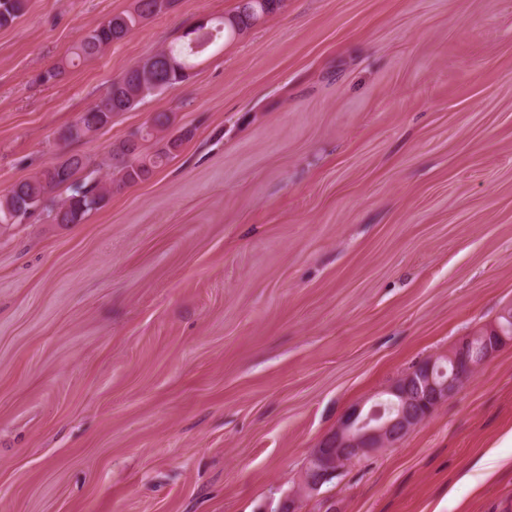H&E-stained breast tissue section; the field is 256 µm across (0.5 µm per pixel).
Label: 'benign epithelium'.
I'll use <instances>...</instances> for the list:
<instances>
[{
	"label": "benign epithelium",
	"mask_w": 512,
	"mask_h": 512,
	"mask_svg": "<svg viewBox=\"0 0 512 512\" xmlns=\"http://www.w3.org/2000/svg\"><path fill=\"white\" fill-rule=\"evenodd\" d=\"M512 336L497 321L462 340L447 353L416 364L383 391L369 408L345 414L311 453L295 492L277 512H299V503L321 493L352 460L394 445L422 426Z\"/></svg>",
	"instance_id": "benign-epithelium-1"
}]
</instances>
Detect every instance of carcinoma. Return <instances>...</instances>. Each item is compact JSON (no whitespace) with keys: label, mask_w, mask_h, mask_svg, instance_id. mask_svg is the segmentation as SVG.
<instances>
[{"label":"carcinoma","mask_w":512,"mask_h":512,"mask_svg":"<svg viewBox=\"0 0 512 512\" xmlns=\"http://www.w3.org/2000/svg\"><path fill=\"white\" fill-rule=\"evenodd\" d=\"M150 0H136L131 11H124L90 28L77 42L73 58L81 60L101 54L107 47L127 38L143 22L154 15ZM282 0H250L246 9L236 6L229 17L209 20L208 26L221 27L227 37H235L253 27L257 21L274 13ZM24 9L23 0H0V27L12 24ZM151 57L158 67L145 74L140 65L127 69L112 81L101 101L80 113L64 133L65 138L79 140L112 123V118L134 109L143 99L190 78L195 67L193 54L182 48L161 49ZM175 117L170 112L156 113L149 125L131 132L140 135L139 145L130 146L125 138L112 146L106 176L101 167H93L81 155H73L52 163L37 175L13 184L0 197V224H20L36 211L46 213L53 224H79L91 212L100 209L112 189L133 186L148 180L156 169L178 156L193 131L182 127L171 132ZM63 191L64 197L52 194Z\"/></svg>","instance_id":"obj_1"}]
</instances>
